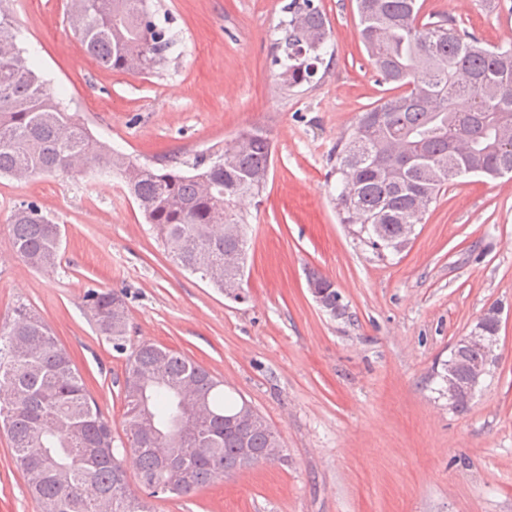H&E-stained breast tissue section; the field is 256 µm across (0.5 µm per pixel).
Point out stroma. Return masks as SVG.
<instances>
[{
  "mask_svg": "<svg viewBox=\"0 0 512 512\" xmlns=\"http://www.w3.org/2000/svg\"><path fill=\"white\" fill-rule=\"evenodd\" d=\"M287 2L150 0L176 43L147 75L83 56L66 0H14L22 47L97 139L184 170L260 127L274 157L262 196L235 207L247 224L238 299L175 264L133 199L94 171L0 178V322L20 302L37 310L121 441L126 356L96 333L83 296L125 291L127 350L149 342L182 353L279 432L282 459L157 500L156 512H512V178L456 179L406 248L377 255L336 208L333 149L385 93L355 2L315 0L330 52L312 86L292 91L273 63ZM419 2L421 22L447 19L491 45L512 39V0ZM29 201L62 229L48 275L12 248L8 217ZM312 272L334 283L344 317L314 301ZM492 306L498 359L455 411L437 373ZM0 512H40L1 430Z\"/></svg>",
  "mask_w": 512,
  "mask_h": 512,
  "instance_id": "stroma-1",
  "label": "stroma"
}]
</instances>
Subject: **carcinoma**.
<instances>
[{
    "label": "carcinoma",
    "mask_w": 512,
    "mask_h": 512,
    "mask_svg": "<svg viewBox=\"0 0 512 512\" xmlns=\"http://www.w3.org/2000/svg\"><path fill=\"white\" fill-rule=\"evenodd\" d=\"M359 37L378 82L400 90L363 112L348 137L336 144V205L344 224L378 253L400 251L404 224H420L448 172L503 177L512 173V46H485L466 30L440 20L422 24L417 0H355ZM275 43L278 79L288 90L311 83L324 64L330 38L326 17L314 0H290ZM66 17L85 52L99 66L120 73L152 74L175 44L157 25L147 0H66ZM20 31L7 0H0V176L81 174L96 160L100 172H118L147 223L171 258L194 274L216 264L228 275L245 266L244 219L233 215L240 235L228 238L216 225L244 195L258 197L273 160V143L261 128L240 131L225 143L223 161L193 172L154 168L93 137L19 47ZM12 247L32 269L56 268L61 227L34 201L14 208ZM86 306L95 331L124 350L127 294L90 288ZM195 387L194 400L210 416L185 414L179 390ZM0 428L42 512H98L112 499V512H153L152 500L190 494L231 472L260 462L264 448L280 438L259 422L229 427L241 404L224 398L221 383L184 355L143 343L128 355L122 394L127 445L139 461L143 496L129 487L113 448L112 426L84 378L73 367L51 327L20 303L0 324ZM166 448L178 465L165 466Z\"/></svg>",
    "instance_id": "cac0c4a2"
}]
</instances>
